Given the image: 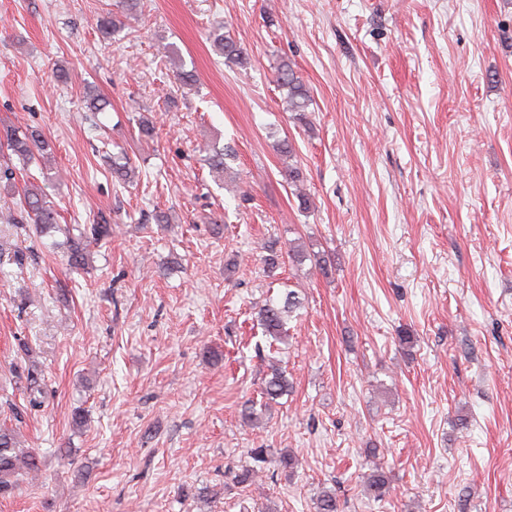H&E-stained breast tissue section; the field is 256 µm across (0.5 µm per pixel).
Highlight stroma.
I'll list each match as a JSON object with an SVG mask.
<instances>
[{
  "label": "stroma",
  "mask_w": 512,
  "mask_h": 512,
  "mask_svg": "<svg viewBox=\"0 0 512 512\" xmlns=\"http://www.w3.org/2000/svg\"><path fill=\"white\" fill-rule=\"evenodd\" d=\"M115 8L0 0V129L49 143L10 160L0 207L30 173L60 223L114 229L73 272L62 233L0 223V425L41 457L0 512H316L325 491L340 512H512V0H139L103 35ZM273 240L298 257L270 273ZM290 290L275 351L254 306ZM273 359L291 388L267 403ZM253 448L296 464L237 484ZM214 46L228 61L238 64L247 63L246 51L232 38L224 34H218L214 39ZM277 82L287 89V111L294 112L296 119L306 118L305 112L310 105V96L303 82L288 60H281L277 68Z\"/></svg>",
  "instance_id": "35a3bbf8"
}]
</instances>
